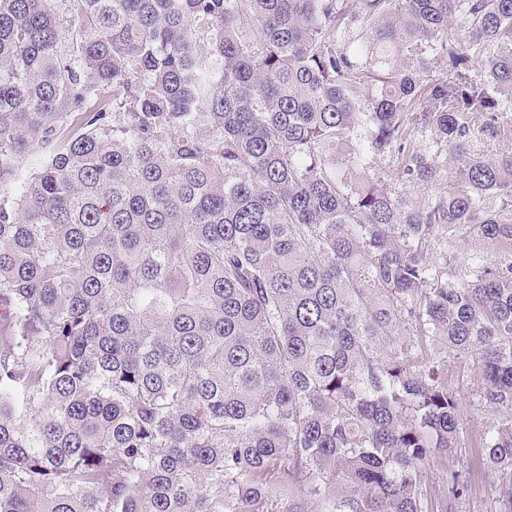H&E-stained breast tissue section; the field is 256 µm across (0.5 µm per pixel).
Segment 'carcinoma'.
Masks as SVG:
<instances>
[{
  "mask_svg": "<svg viewBox=\"0 0 512 512\" xmlns=\"http://www.w3.org/2000/svg\"><path fill=\"white\" fill-rule=\"evenodd\" d=\"M421 99L463 186L412 206L369 169L432 173ZM507 103L512 0H0V512H279L299 478L450 512V358L511 410L479 443L512 512V155L462 151ZM471 224L498 257L450 282ZM426 485L432 499L441 503L446 492V472L437 463H430L425 468Z\"/></svg>",
  "mask_w": 512,
  "mask_h": 512,
  "instance_id": "cac0c4a2",
  "label": "carcinoma"
}]
</instances>
